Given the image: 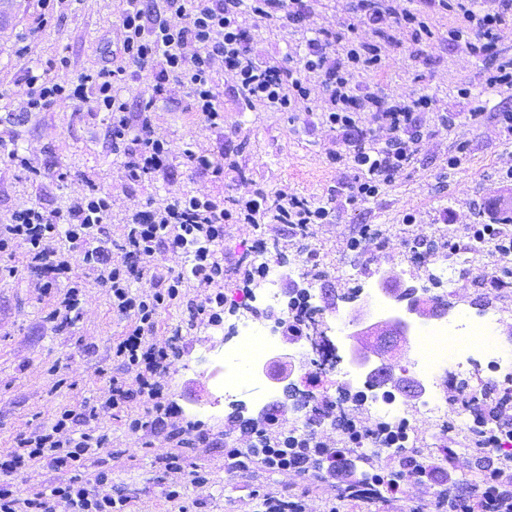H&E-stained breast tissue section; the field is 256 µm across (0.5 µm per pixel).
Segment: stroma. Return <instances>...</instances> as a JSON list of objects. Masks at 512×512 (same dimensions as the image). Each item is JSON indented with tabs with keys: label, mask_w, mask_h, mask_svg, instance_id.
I'll return each mask as SVG.
<instances>
[{
	"label": "stroma",
	"mask_w": 512,
	"mask_h": 512,
	"mask_svg": "<svg viewBox=\"0 0 512 512\" xmlns=\"http://www.w3.org/2000/svg\"><path fill=\"white\" fill-rule=\"evenodd\" d=\"M395 13L423 14L428 26L420 36L401 26L395 42L376 72L362 75L365 91L399 95L414 100L429 96L432 106L423 119L433 134L424 140L411 164L378 194L350 201L355 172L346 162L333 160L342 140L339 132L309 111L306 101L278 111L249 109L232 82L216 64L213 79L217 101L224 110L223 125L212 127L190 112L186 89L167 84L156 92L157 66L136 70L120 85L131 110L157 97L151 111L155 130L167 140L169 166L137 183L124 176L122 159L112 152V124L107 113L88 111L85 104L59 98L45 110L24 107L30 70L54 83H75L86 73L112 64L121 0H0L8 22H0V141L20 149L30 168H0V221L12 212L36 203L51 214L64 211L71 196L93 179L114 202L105 232L112 242L123 235L121 212L181 190L197 195L231 198L260 188L267 193L288 189L331 211L329 223L296 234L279 263L280 289L311 282L310 307L330 308L336 298L358 291L370 298L368 309L381 317L377 283L384 271L400 273L407 285L424 280L423 271L409 262L415 238L464 234L470 224H484L489 213L512 212V134L500 130L496 113L512 112V88L490 89L487 70L498 58L512 56V28H505L480 55L465 46L451 45L450 30L462 19L440 0H389ZM320 29L354 41H367L371 29L357 0H315L310 15L298 24L274 28L257 24L251 31L257 57L287 64L304 49V38ZM481 113L472 123L470 113ZM453 116L452 127L442 128L441 114ZM201 152L222 175L195 169L188 153ZM456 165H449V158ZM373 232L367 251L351 255L350 237ZM279 239L275 224H237L227 221L221 251L227 262L246 259L260 264V252ZM357 257L356 266L346 260ZM468 275L457 276L450 299L461 306L502 308L491 337L505 360L512 362V296L482 286L483 275H500L504 263L491 251L469 259ZM196 287L158 311L152 333L157 345L176 344L178 356L161 380L164 394L181 408L178 418L155 431H133L132 418L142 408L130 403L117 415L105 414L91 422L106 443L94 458L74 471H57L40 461L24 473L22 488L48 490L70 477L95 478L106 474L109 484L131 497L134 512H259V501L249 499L253 487L280 488L282 476L231 474L224 468L225 418L232 408L216 384L215 367L222 348L223 328L208 325L189 302L199 298ZM54 296L27 268L24 250L11 246L0 252V456H7L19 435L51 427L61 412H82L84 406L107 395L118 363L112 347L134 327L131 318L113 312L108 290L85 280L76 317L65 330L49 320ZM409 420L418 447L450 445L458 456L453 467L471 479L473 450L456 431L458 410L445 407L441 422L417 413L418 399H406ZM200 424L206 441L176 449L175 433L187 424ZM179 452L182 472L167 471L164 457ZM195 469L207 479L204 487L191 485L185 473ZM178 498H170V491Z\"/></svg>",
	"instance_id": "35a3bbf8"
}]
</instances>
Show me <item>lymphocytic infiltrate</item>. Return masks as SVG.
<instances>
[{
	"mask_svg": "<svg viewBox=\"0 0 512 512\" xmlns=\"http://www.w3.org/2000/svg\"><path fill=\"white\" fill-rule=\"evenodd\" d=\"M163 2L164 10L148 13L141 0H123L118 22L121 62L115 68L82 76L74 85L47 82L34 74L28 79L30 109H46L56 98L66 96L88 104L90 110L110 114L112 151L124 156L128 181L135 183L160 171L167 161V142L156 133L150 117L153 101H146L140 112L133 114L116 90L129 68L153 63L160 66L159 83L171 81L186 88L191 111L211 126L224 121L213 82L215 63H223L249 106L267 111L309 99L310 83L318 81L325 96L320 106L322 120L345 135V156L357 173L353 187L357 200L376 196L381 184L402 173L418 144L428 136L420 115L429 110L430 97L411 101L394 95L378 97L361 92L355 81L356 75L380 68L381 50L394 39L377 0H359L372 30L371 40L355 42L317 34L307 39L297 71L254 59L246 22L259 19L286 26L303 16L304 0ZM454 7L488 41L512 26V0H494L482 9L476 8L475 0H454ZM365 112L372 118L368 127L361 123ZM111 215V196L93 185L73 196L63 215L52 216L32 204L0 224V251L12 243L21 246L29 269L53 283L67 279V289L58 298L51 319L68 325L81 294L80 280L69 276L68 256L48 244L60 231L69 243L84 247L85 274L109 288L113 311L135 322L132 333L113 349L122 363V373L113 377L108 397L78 414L62 412L51 428L20 436L8 459L0 462V512H53L58 505L65 512H125L128 497L116 488L101 492L106 481L102 474L95 484L74 477L48 492L20 489L14 479L38 461L68 467L97 455L103 437L75 428V420L98 419L100 413L123 410L134 400L145 414L131 420L132 430L162 428L178 416V405L164 397L159 385L160 376L171 366L170 355L167 348L154 343L151 332L159 308L180 296L192 281L206 290L196 304L197 312L209 322H220L225 261L218 248L224 240L226 220L232 218L239 224L268 220L293 233L311 224L327 223L329 211L285 190L272 197L252 191L229 205L218 197L172 192L164 199L127 210L121 246L124 260L119 264L113 263L112 249L102 236V226ZM166 245L188 250L189 271L160 277L158 290L133 293V282L151 274V258ZM447 400L472 408L476 428L471 445L479 453L477 478L472 483L457 481L446 465L416 450L399 454L390 465L370 457L368 470L357 471L355 458L360 449L376 445L399 449L408 439L410 425L404 422L392 430L384 428L362 419L358 405L343 404L324 391L315 394L310 411L329 421L327 433L300 434L285 426L274 412L264 420L245 424L230 416L226 423L248 447L262 449V457L253 462L254 469L310 475L317 488L331 492L326 512H347L369 498L380 499L388 512H405L403 486L408 481L424 489L436 488L435 512H512V384L490 388L475 404L463 389L452 386Z\"/></svg>",
	"mask_w": 512,
	"mask_h": 512,
	"instance_id": "f902f5d3",
	"label": "lymphocytic infiltrate"
}]
</instances>
